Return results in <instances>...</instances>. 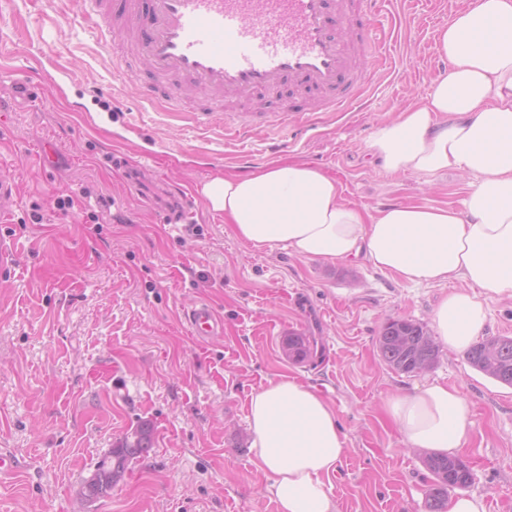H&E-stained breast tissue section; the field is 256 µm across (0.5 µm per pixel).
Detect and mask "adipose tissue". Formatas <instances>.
<instances>
[{
	"label": "adipose tissue",
	"instance_id": "obj_1",
	"mask_svg": "<svg viewBox=\"0 0 512 512\" xmlns=\"http://www.w3.org/2000/svg\"><path fill=\"white\" fill-rule=\"evenodd\" d=\"M436 45L447 72L424 102L377 125L367 148L392 173L468 174L463 209L372 211L345 202L334 176L300 162L216 176L200 194L257 248L331 262L363 256L412 285L466 282L432 312L440 342L460 352L478 340L489 303L512 296V0H471L439 29ZM382 407L409 448L456 453L472 426L465 398L443 384L386 396ZM248 427L278 512H338L325 479L346 440L322 395L286 375L271 379L250 397Z\"/></svg>",
	"mask_w": 512,
	"mask_h": 512
}]
</instances>
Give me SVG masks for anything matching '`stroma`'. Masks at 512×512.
Masks as SVG:
<instances>
[{"label": "stroma", "instance_id": "1", "mask_svg": "<svg viewBox=\"0 0 512 512\" xmlns=\"http://www.w3.org/2000/svg\"><path fill=\"white\" fill-rule=\"evenodd\" d=\"M464 2L387 0V63L359 47L355 105L327 116L309 95L308 116L237 141L192 113L161 111L133 78H118L80 0L42 11L0 0V172L16 186L0 203V248L12 259L0 278V451L18 464L0 478V512H80L85 478L145 421L149 452L89 512H277L247 414L251 394L279 375L314 387L336 412L347 451L327 486L339 512H428L424 452L404 446L382 400L430 383L469 403L474 425L459 453L474 473L467 494L485 512H512V387L445 348L420 374L378 353L387 319L430 323L441 286L405 283L364 259L252 247L202 201L197 234L162 221L168 182L195 190L278 161L327 171L346 201L372 210L463 209L467 176L392 174L366 143L447 70L436 33ZM86 87L123 121L75 111ZM66 195L73 208L58 210ZM199 301L223 316V335L192 336L185 313ZM291 333L311 341L304 362L283 353Z\"/></svg>", "mask_w": 512, "mask_h": 512}]
</instances>
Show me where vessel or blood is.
Wrapping results in <instances>:
<instances>
[{"label": "vessel or blood", "mask_w": 512, "mask_h": 512, "mask_svg": "<svg viewBox=\"0 0 512 512\" xmlns=\"http://www.w3.org/2000/svg\"><path fill=\"white\" fill-rule=\"evenodd\" d=\"M385 0H83L114 61L135 55L147 66L140 88L166 111L184 110V90L200 94L196 119L248 136L257 127H284L302 112L294 100L277 112H231L227 103L280 87L313 92L325 111L356 102L361 62L344 37L354 30L383 49L385 31L373 18ZM166 223L189 220L195 201L168 190ZM198 339L224 333L223 317L208 303L186 312Z\"/></svg>", "instance_id": "1"}]
</instances>
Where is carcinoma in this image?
I'll use <instances>...</instances> for the list:
<instances>
[{"label": "carcinoma", "instance_id": "1", "mask_svg": "<svg viewBox=\"0 0 512 512\" xmlns=\"http://www.w3.org/2000/svg\"><path fill=\"white\" fill-rule=\"evenodd\" d=\"M381 360L389 367L406 374L433 368L439 356L434 336L420 322L408 318L389 319L377 338ZM289 360L302 362L308 355L305 337L290 334L283 342ZM467 360L477 371L496 381L512 386V337L497 336L477 342L468 352ZM151 448V428L140 425L95 467L96 480L82 486L80 495L93 501L105 497L123 476L129 462ZM432 475L426 495L428 512H443L448 492L464 489L473 481L470 467L461 459L447 454L432 453L424 458Z\"/></svg>", "mask_w": 512, "mask_h": 512}]
</instances>
